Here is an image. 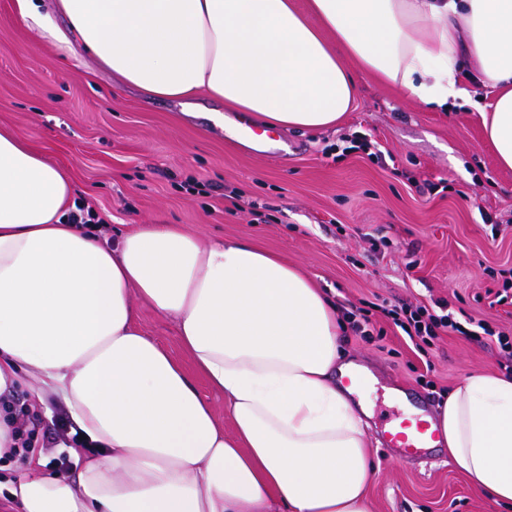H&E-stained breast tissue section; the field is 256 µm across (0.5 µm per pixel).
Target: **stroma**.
Masks as SVG:
<instances>
[{
  "label": "stroma",
  "instance_id": "stroma-1",
  "mask_svg": "<svg viewBox=\"0 0 512 512\" xmlns=\"http://www.w3.org/2000/svg\"><path fill=\"white\" fill-rule=\"evenodd\" d=\"M215 111L250 120L204 96L160 100L117 86L61 15L38 26L22 21L19 0H0V129L64 172L74 199L102 218L101 239L120 224H180L287 258L338 306L443 302L459 322L512 332V305L491 303L501 270L512 268V170L497 164L479 111L427 109L364 77L336 126L270 130L262 152L228 136ZM362 130L396 167L361 151L330 155ZM427 182L443 192L420 193ZM485 212L498 229L484 224ZM372 322L367 336L345 319L339 327L348 359L367 369L374 512H502L473 491L447 449L404 462L383 434L405 411L395 389H413L435 410L466 376L498 373L497 345L452 333L422 351L380 313Z\"/></svg>",
  "mask_w": 512,
  "mask_h": 512
}]
</instances>
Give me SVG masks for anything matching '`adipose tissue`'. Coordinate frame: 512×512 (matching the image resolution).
<instances>
[{"instance_id": "1", "label": "adipose tissue", "mask_w": 512, "mask_h": 512, "mask_svg": "<svg viewBox=\"0 0 512 512\" xmlns=\"http://www.w3.org/2000/svg\"><path fill=\"white\" fill-rule=\"evenodd\" d=\"M122 85L205 94L262 125L319 131L352 109L359 77L426 107L483 112L512 169V0H55ZM62 171L0 132V396L29 379L60 397L95 456L75 474L28 461L21 512H373L367 426L336 383V308L279 255L179 224L112 243L68 223ZM171 319L224 395V429L191 376L140 327ZM429 422L457 470L512 510V376L474 373Z\"/></svg>"}]
</instances>
